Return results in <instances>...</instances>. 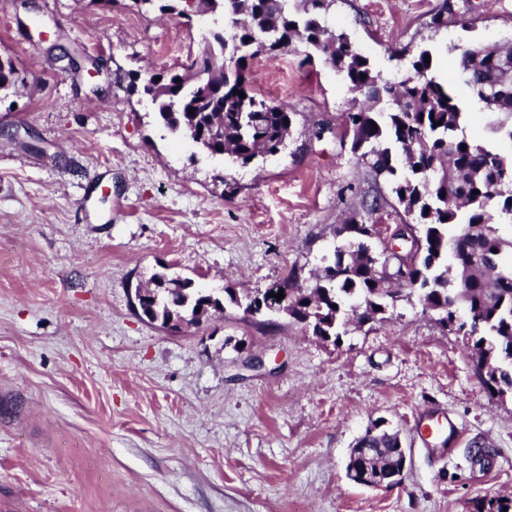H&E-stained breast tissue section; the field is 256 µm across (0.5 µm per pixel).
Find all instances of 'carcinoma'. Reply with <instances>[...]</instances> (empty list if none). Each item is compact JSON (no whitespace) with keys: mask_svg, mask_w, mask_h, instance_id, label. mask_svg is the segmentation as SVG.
Listing matches in <instances>:
<instances>
[{"mask_svg":"<svg viewBox=\"0 0 512 512\" xmlns=\"http://www.w3.org/2000/svg\"><path fill=\"white\" fill-rule=\"evenodd\" d=\"M333 2L201 0L204 11L223 16L224 27L190 60L186 73L168 76L155 89L145 85L143 91L171 130L211 155L247 165L278 153L296 116L287 105L253 92L249 61L297 40L307 57L316 55L341 72L371 102L370 108L347 115L355 147L374 180L389 185L421 256H377L368 241L376 238V214L388 202L381 194L364 197L365 215L336 227L341 244L313 285H299L294 275L284 280L288 316L298 323L311 318L319 335L337 343L353 319L374 320L389 305L415 295L425 311L447 308L446 326L471 338L485 387L499 396L512 393V233L500 231L502 225L512 227V156L468 134L467 112L450 81L436 73L434 63H426L429 51L411 62L410 75L383 76L346 33L328 28ZM125 7L182 14L179 0H127ZM448 52L478 111L497 114L501 126L512 122V45L485 46L469 57L457 45ZM18 80L13 66L0 60V90ZM214 85L223 93L214 94ZM152 279L151 321L182 315L196 323L202 314L238 304L229 288L213 301L188 280L178 283L159 273ZM398 435L386 427L362 435L351 449V463L372 472L377 466L397 467ZM471 512H512V497L478 496Z\"/></svg>","mask_w":512,"mask_h":512,"instance_id":"obj_1","label":"carcinoma"}]
</instances>
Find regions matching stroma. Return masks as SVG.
<instances>
[{
    "label": "stroma",
    "mask_w": 512,
    "mask_h": 512,
    "mask_svg": "<svg viewBox=\"0 0 512 512\" xmlns=\"http://www.w3.org/2000/svg\"><path fill=\"white\" fill-rule=\"evenodd\" d=\"M448 8V25L429 27ZM329 26L385 76L430 51L512 41V0H335ZM214 17L94 0H0V512H469L512 496V397L489 394L471 340L418 302L333 343L236 306L171 334L133 287L163 267L205 292L261 293L331 254L364 195L388 194L353 149L362 104L293 44L250 63L255 93L287 102L285 149L241 165L167 128L132 76L180 70ZM250 354L260 370L243 368ZM449 421L447 445L417 426ZM382 419L406 440L401 484L346 476ZM495 451L471 469L473 442ZM505 499V502H502ZM471 512H511L512 497L485 494L471 501ZM507 507V510H504Z\"/></svg>",
    "instance_id": "stroma-1"
}]
</instances>
